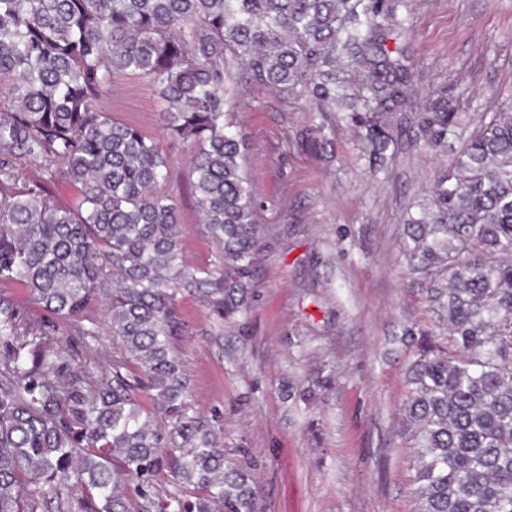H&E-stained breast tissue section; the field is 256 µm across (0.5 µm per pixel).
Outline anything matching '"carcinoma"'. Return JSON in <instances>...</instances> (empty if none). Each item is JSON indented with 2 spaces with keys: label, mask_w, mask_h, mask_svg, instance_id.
I'll list each match as a JSON object with an SVG mask.
<instances>
[{
  "label": "carcinoma",
  "mask_w": 512,
  "mask_h": 512,
  "mask_svg": "<svg viewBox=\"0 0 512 512\" xmlns=\"http://www.w3.org/2000/svg\"><path fill=\"white\" fill-rule=\"evenodd\" d=\"M399 0H0V281L28 289L81 343L100 342L88 310L107 302L112 363H81L42 323L0 298V512H254L246 468L189 414L172 355L182 289L207 286L216 311L245 310L260 238L233 125L247 86L303 99L318 122L302 134L325 152L343 111L368 172L387 170L397 112L448 156L420 217L406 224L408 270L432 282L429 310L446 336L407 331L403 425L415 454L416 512H512V113L460 111L441 87L420 109L412 71L385 41L409 30ZM150 77L169 142L95 108L119 74ZM194 150L196 203L217 246L194 270L179 249L168 150ZM47 177L17 187L14 163ZM81 185L73 210L47 185ZM136 367L131 373L130 366ZM152 411H143L138 392ZM172 461L181 491L155 498Z\"/></svg>",
  "instance_id": "obj_1"
}]
</instances>
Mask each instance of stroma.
<instances>
[{"label":"stroma","mask_w":512,"mask_h":512,"mask_svg":"<svg viewBox=\"0 0 512 512\" xmlns=\"http://www.w3.org/2000/svg\"><path fill=\"white\" fill-rule=\"evenodd\" d=\"M397 45L413 69L417 101L436 86L463 90L466 112H512V0H404ZM100 111L165 139L152 79L113 80ZM234 120L249 142L260 246L246 314L224 319L200 292L177 297L174 342L193 414L225 453L247 465L254 512H415L414 450L402 434L408 353L401 335L434 329L423 283L409 274L403 224L445 160L403 135L396 162L366 178L340 119L315 154L300 131L312 115L246 88ZM192 149L170 155L180 248L207 268L216 247L193 189Z\"/></svg>","instance_id":"obj_1"}]
</instances>
